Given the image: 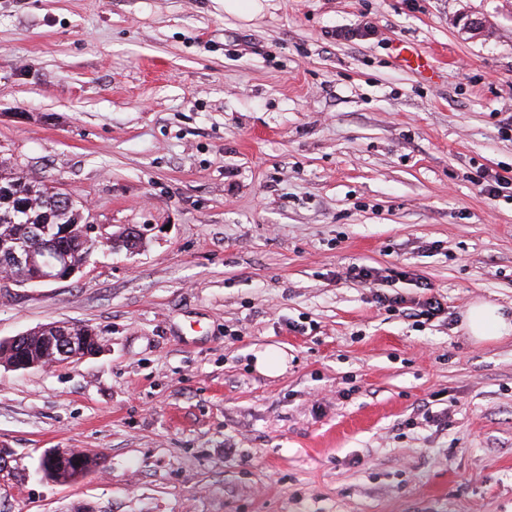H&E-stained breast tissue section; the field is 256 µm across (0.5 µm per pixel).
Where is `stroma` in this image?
Wrapping results in <instances>:
<instances>
[{
	"label": "stroma",
	"instance_id": "35a3bbf8",
	"mask_svg": "<svg viewBox=\"0 0 512 512\" xmlns=\"http://www.w3.org/2000/svg\"><path fill=\"white\" fill-rule=\"evenodd\" d=\"M264 4L0 0V157L143 234L0 288V339L100 336L0 367V512H512V335L462 329L512 317V201L475 182L512 178V0ZM355 264L431 282L447 320L379 310ZM55 448L88 471L47 478ZM397 57L402 62L412 64L415 63L420 73H434L435 70V56L433 54H420L408 44L401 43L396 47ZM466 331L472 339L483 342L512 332V320L494 303H472L464 316ZM46 334L41 328L28 331L8 339L0 340V362L13 370H28L44 367L52 363L71 362L84 358L99 346L97 332L83 325L53 324L46 326ZM34 333L37 336H34ZM38 340L41 354L38 356H15L25 348L31 353L30 340ZM19 348V349H18ZM86 459V463L84 469L87 470L89 468V461L86 458V455L75 448H55L53 450L48 451L42 457V470L43 472L46 470L47 473H55L58 465L61 462L67 461L71 466H74L77 470H80L84 464ZM76 469L70 467L69 469L66 467L62 470H58L55 480L67 481L73 479L74 477L82 475V470L77 471ZM61 481V480H60Z\"/></svg>",
	"mask_w": 512,
	"mask_h": 512
}]
</instances>
